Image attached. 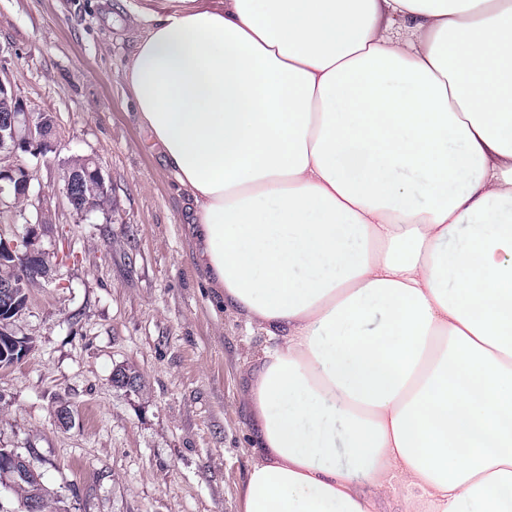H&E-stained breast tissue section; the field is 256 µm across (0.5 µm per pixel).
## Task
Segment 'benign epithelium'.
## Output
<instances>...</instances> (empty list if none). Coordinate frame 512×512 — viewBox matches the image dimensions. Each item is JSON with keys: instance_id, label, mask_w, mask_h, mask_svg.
<instances>
[{"instance_id": "obj_1", "label": "benign epithelium", "mask_w": 512, "mask_h": 512, "mask_svg": "<svg viewBox=\"0 0 512 512\" xmlns=\"http://www.w3.org/2000/svg\"><path fill=\"white\" fill-rule=\"evenodd\" d=\"M12 99L15 106L0 113V195L9 192L17 198L29 197L31 178L28 168L15 161L18 153L35 157L58 152L55 138V119L50 114L33 118L16 96L10 78L0 71V99ZM74 158L65 161L63 193L70 210L86 219L99 212L95 201L100 197L112 198V184L106 181L99 163L94 170L73 166ZM49 223L48 217L38 213L35 222L27 223L25 233H0V263L30 270L43 280L50 278L54 266V253L38 246L39 228ZM22 282L9 277L0 278V300L13 304L12 312L19 315L28 306L29 299L13 303L15 289ZM31 483L41 482V475L21 454L0 448V488L15 490L18 478Z\"/></svg>"}]
</instances>
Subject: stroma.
I'll return each instance as SVG.
<instances>
[{
  "mask_svg": "<svg viewBox=\"0 0 512 512\" xmlns=\"http://www.w3.org/2000/svg\"><path fill=\"white\" fill-rule=\"evenodd\" d=\"M140 34L123 0H0V69L27 112L54 116L60 145L23 155L28 200L0 197V227L45 213L40 244L57 254L10 325L29 352L0 369V448L41 473L51 512H237L244 325L191 260L186 203L125 82ZM71 156L100 163L109 213L70 212ZM127 366L141 391L113 386Z\"/></svg>",
  "mask_w": 512,
  "mask_h": 512,
  "instance_id": "1",
  "label": "stroma"
}]
</instances>
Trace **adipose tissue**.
Segmentation results:
<instances>
[{
    "mask_svg": "<svg viewBox=\"0 0 512 512\" xmlns=\"http://www.w3.org/2000/svg\"><path fill=\"white\" fill-rule=\"evenodd\" d=\"M127 7L193 261L262 338L237 512H512V0Z\"/></svg>",
    "mask_w": 512,
    "mask_h": 512,
    "instance_id": "1",
    "label": "adipose tissue"
}]
</instances>
